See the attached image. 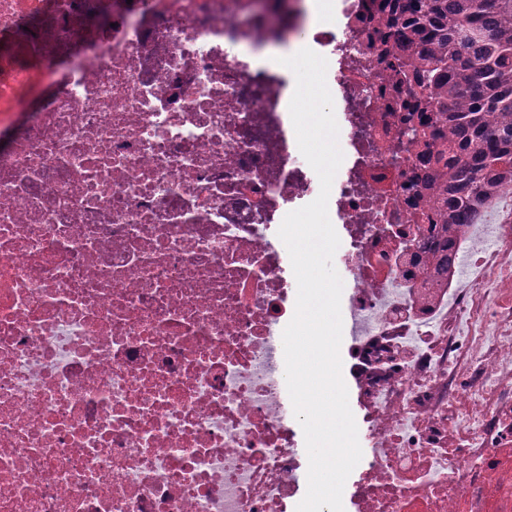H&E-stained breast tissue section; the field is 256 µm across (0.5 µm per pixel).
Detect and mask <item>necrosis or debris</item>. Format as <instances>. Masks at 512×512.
<instances>
[{"instance_id": "obj_1", "label": "necrosis or debris", "mask_w": 512, "mask_h": 512, "mask_svg": "<svg viewBox=\"0 0 512 512\" xmlns=\"http://www.w3.org/2000/svg\"><path fill=\"white\" fill-rule=\"evenodd\" d=\"M383 0H0V512H296L308 462L278 229L314 201L289 113L326 58L328 215L367 454L344 512H512V225L427 281ZM486 254V253H485Z\"/></svg>"}]
</instances>
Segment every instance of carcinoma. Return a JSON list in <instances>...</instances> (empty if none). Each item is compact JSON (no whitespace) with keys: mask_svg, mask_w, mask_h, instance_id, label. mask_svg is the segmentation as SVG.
Here are the masks:
<instances>
[{"mask_svg":"<svg viewBox=\"0 0 512 512\" xmlns=\"http://www.w3.org/2000/svg\"><path fill=\"white\" fill-rule=\"evenodd\" d=\"M382 55L417 88L409 117L435 215L428 279L453 276L464 227L512 186V0H389Z\"/></svg>","mask_w":512,"mask_h":512,"instance_id":"carcinoma-1","label":"carcinoma"}]
</instances>
